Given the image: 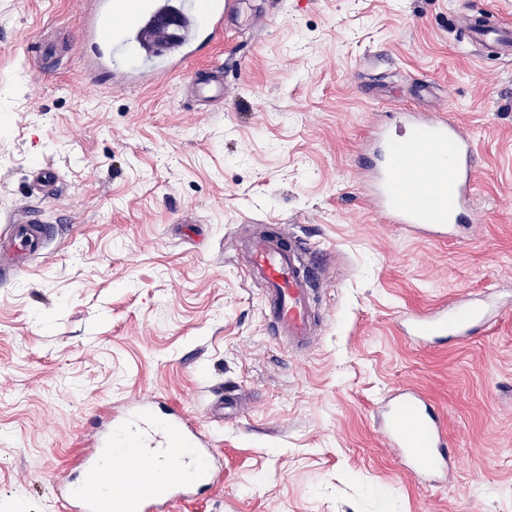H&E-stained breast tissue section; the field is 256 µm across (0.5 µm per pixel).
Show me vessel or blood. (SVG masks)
<instances>
[{
    "instance_id": "b4317fda",
    "label": "vessel or blood",
    "mask_w": 512,
    "mask_h": 512,
    "mask_svg": "<svg viewBox=\"0 0 512 512\" xmlns=\"http://www.w3.org/2000/svg\"><path fill=\"white\" fill-rule=\"evenodd\" d=\"M239 0H182L183 33L177 46L161 50L158 63L127 69L117 62L132 34L156 19V0H91L79 31L86 81L108 73L113 84L147 88L166 73L182 71L201 48L224 40V22L236 14ZM467 39L491 53L512 58V29L493 27L482 15L466 20ZM365 150L368 203L381 223L399 226L413 237L447 239L455 226L480 221L472 200L476 186L473 142L452 114L408 112L404 129L380 125ZM52 229L37 211L16 217L0 236V278L24 269L41 254ZM236 251L263 286V305L273 336L301 345L318 331L313 315L320 279L300 246L284 233L263 229L242 238ZM500 307L481 298L438 304L425 314L409 313L402 322L417 340H460L490 323ZM381 433L396 461L424 480L447 476L453 457L446 450L447 430L421 393L403 388L375 407ZM210 439L175 407L159 418L146 406L113 413L106 436L88 440L81 483L57 484L54 493L64 512H172L174 504L214 487L221 468Z\"/></svg>"
}]
</instances>
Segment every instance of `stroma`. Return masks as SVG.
Here are the masks:
<instances>
[{
  "mask_svg": "<svg viewBox=\"0 0 512 512\" xmlns=\"http://www.w3.org/2000/svg\"><path fill=\"white\" fill-rule=\"evenodd\" d=\"M82 0H0V225L56 226L0 282V512H59L97 416L160 395L200 421L224 482L172 512H512V308L417 345L404 313L512 297V61L459 36L512 0H241L223 43L148 89L82 82ZM224 62V100L190 82ZM448 109L477 156L481 221L418 240L380 223L359 171L372 125ZM50 166L58 195L34 184ZM257 224L325 267L326 320L295 351L236 259ZM410 386L459 458L428 486L374 406Z\"/></svg>",
  "mask_w": 512,
  "mask_h": 512,
  "instance_id": "35a3bbf8",
  "label": "stroma"
}]
</instances>
